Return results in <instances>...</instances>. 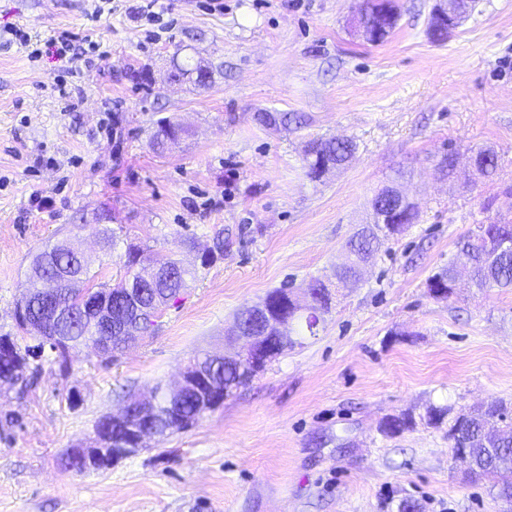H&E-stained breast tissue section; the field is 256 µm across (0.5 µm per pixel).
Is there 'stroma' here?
<instances>
[{
    "label": "stroma",
    "mask_w": 512,
    "mask_h": 512,
    "mask_svg": "<svg viewBox=\"0 0 512 512\" xmlns=\"http://www.w3.org/2000/svg\"><path fill=\"white\" fill-rule=\"evenodd\" d=\"M223 2L160 0V30L142 0H112L97 18L93 0H0V30L23 28L41 50L0 47V334L15 333L46 245L80 243L98 281L114 283L128 245L191 267L184 238L202 249L220 229L225 240L223 258L116 359L83 346L64 374L47 350L24 395H0V512H396L405 497L423 512H502L491 480L464 477L447 425L427 412L512 405V289L480 293L464 279L439 299L427 281L487 218L512 222V0H479L440 43L429 36L439 0H398L380 44L353 28L359 0ZM62 31L100 55L60 59ZM177 51L212 67V84H169ZM142 70L152 85L136 83ZM260 112L302 122L270 127ZM162 117L187 134L158 151ZM331 137L355 154L311 179L304 146ZM480 149L499 159L493 177L471 166ZM386 186L415 202L417 220L359 280L338 281L346 241ZM315 278L332 297L317 336L188 430L106 470H61L128 396L174 386L198 356L233 353L225 335L242 307ZM401 414L412 427L384 434Z\"/></svg>",
    "instance_id": "35a3bbf8"
}]
</instances>
